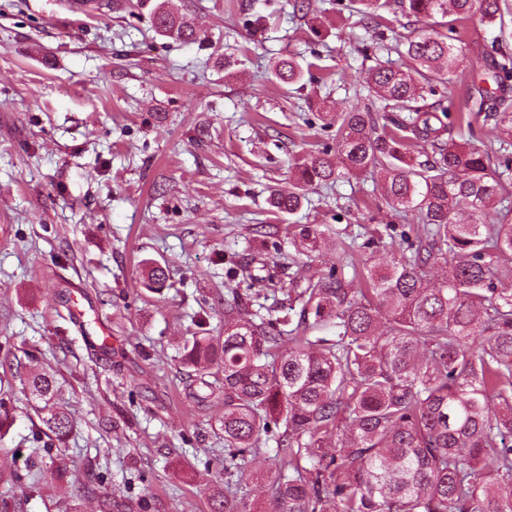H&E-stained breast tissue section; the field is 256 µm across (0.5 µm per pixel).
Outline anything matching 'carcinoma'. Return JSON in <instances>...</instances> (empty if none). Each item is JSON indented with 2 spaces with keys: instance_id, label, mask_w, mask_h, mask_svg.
I'll return each mask as SVG.
<instances>
[{
  "instance_id": "obj_1",
  "label": "carcinoma",
  "mask_w": 512,
  "mask_h": 512,
  "mask_svg": "<svg viewBox=\"0 0 512 512\" xmlns=\"http://www.w3.org/2000/svg\"><path fill=\"white\" fill-rule=\"evenodd\" d=\"M365 20L391 11L432 32L395 40L400 65L368 69L369 92L384 102L332 112L336 159L319 151L294 166L296 190L273 193L270 208L292 214L306 192L343 175L380 176L384 197L409 213L423 236L381 265L358 274L359 286L332 270L296 294L300 320H334L336 339L283 335L273 321L248 316L252 300L224 301V340L204 332L183 345L193 395H224V499L213 512H250L232 487L252 473L263 445L282 451L267 470L272 512H512V211L501 208L511 184L492 167L512 170V51L504 49L488 79L472 87L459 120L473 112L493 120L498 149L446 138L455 78L469 51L459 22L477 15L504 31L508 0H356ZM156 32L195 41L197 30L164 4L152 12ZM315 67L294 58L273 62L282 83L300 84ZM408 113L404 121L396 113ZM422 142L430 158L414 162ZM299 224L293 245L319 250L325 235ZM363 243L336 236V262ZM445 280L432 281L438 263ZM144 285L161 290L167 271L143 262ZM42 402L39 434L62 442L72 421L54 401L53 374L27 383ZM336 434V447L326 438Z\"/></svg>"
}]
</instances>
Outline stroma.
Here are the masks:
<instances>
[{"instance_id":"obj_1","label":"stroma","mask_w":512,"mask_h":512,"mask_svg":"<svg viewBox=\"0 0 512 512\" xmlns=\"http://www.w3.org/2000/svg\"><path fill=\"white\" fill-rule=\"evenodd\" d=\"M158 2L96 0L76 15L66 0H0V477L34 459L41 421L26 384L43 370L73 418L61 450L78 477L16 487L20 512L69 501L101 512L83 490L96 474L112 512H211L224 493V405L196 403L181 355L198 318L223 335L228 271L261 245L280 282L258 301L279 316L291 289L336 266L332 238L296 254L294 225L387 228L359 263L404 245L407 219L364 176L314 189L292 214L267 203L292 190L295 162L334 144L310 101L370 105L371 59L399 60L384 26L365 27L336 0H307L303 14L293 0H171L200 31L187 44L155 33ZM497 35L479 17L463 23L475 79ZM229 55L242 60L230 78ZM288 56L313 63L305 88L269 74ZM148 258L167 270L161 292L142 284ZM64 304L89 332L58 317ZM26 351L33 361L19 363Z\"/></svg>"}]
</instances>
